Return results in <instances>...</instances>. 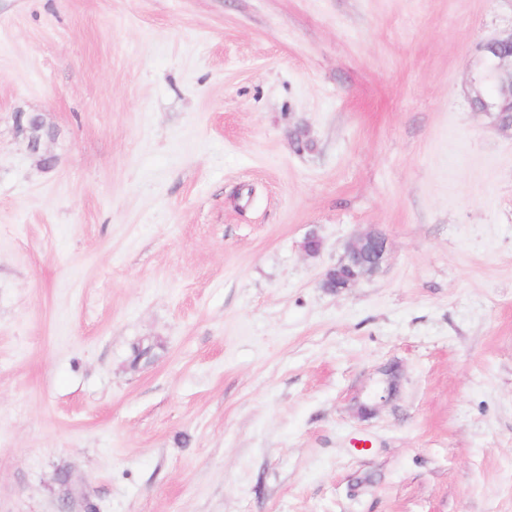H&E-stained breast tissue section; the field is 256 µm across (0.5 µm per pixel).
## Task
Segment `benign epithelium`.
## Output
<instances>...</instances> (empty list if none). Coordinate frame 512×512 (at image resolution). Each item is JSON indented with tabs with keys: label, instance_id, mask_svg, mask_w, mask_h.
Returning <instances> with one entry per match:
<instances>
[{
	"label": "benign epithelium",
	"instance_id": "1",
	"mask_svg": "<svg viewBox=\"0 0 512 512\" xmlns=\"http://www.w3.org/2000/svg\"><path fill=\"white\" fill-rule=\"evenodd\" d=\"M482 50L488 63L484 80L498 82L501 92L512 100V31L487 41ZM386 253V240L382 235L369 232L357 237L336 264L322 273L319 287L331 294L354 287L383 265Z\"/></svg>",
	"mask_w": 512,
	"mask_h": 512
}]
</instances>
